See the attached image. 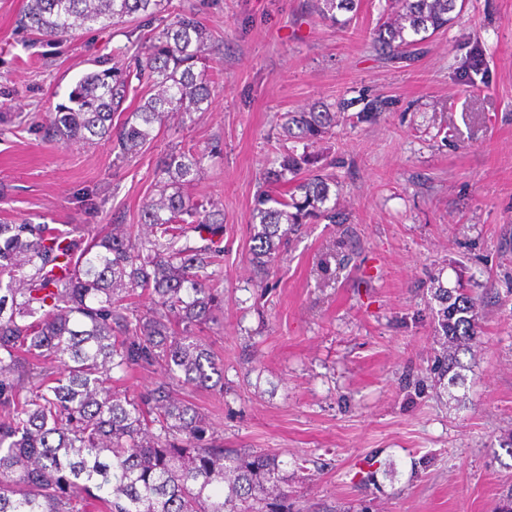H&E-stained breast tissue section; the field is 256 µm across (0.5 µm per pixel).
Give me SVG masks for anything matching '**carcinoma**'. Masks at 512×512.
<instances>
[{"label": "carcinoma", "mask_w": 512, "mask_h": 512, "mask_svg": "<svg viewBox=\"0 0 512 512\" xmlns=\"http://www.w3.org/2000/svg\"><path fill=\"white\" fill-rule=\"evenodd\" d=\"M164 0H26L25 31L47 42L79 29L159 20L145 56L82 75L47 129L70 143L112 141L129 159L178 112H207L216 85L197 63L208 50L206 28L191 12L162 16ZM360 0H312L315 14L347 28ZM465 0H388L372 43L388 61L402 60L448 30ZM484 67L479 42L467 68ZM139 104L126 107L129 97ZM337 112L318 104L288 112L282 129L303 142L266 172L277 185L252 211L250 262L266 273L304 224H345L331 203L335 179L312 173L306 152L336 126ZM373 98L351 115L369 122L385 110ZM205 154L172 150L161 161L157 195L141 208L142 231L114 224L82 233L31 220L0 221V512H290L278 456L206 442L207 423L171 386L207 387L223 379L198 334L221 303L209 268L222 265L224 219L184 189ZM148 296L142 310L129 302ZM429 310L441 351L437 382L465 384L460 354L481 334L483 297L461 286L431 288ZM58 368H52L53 363ZM160 369L165 380L137 397L112 391V374Z\"/></svg>", "instance_id": "carcinoma-1"}]
</instances>
